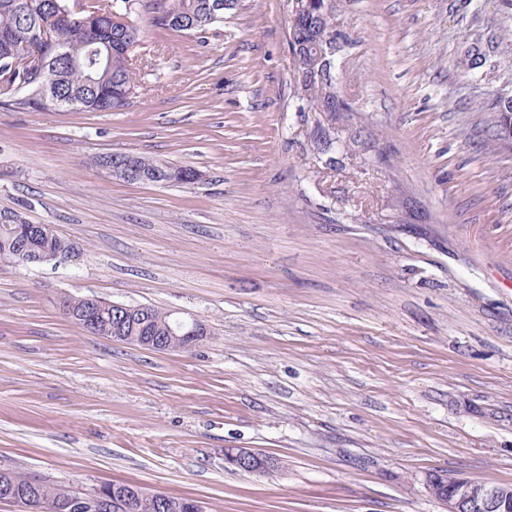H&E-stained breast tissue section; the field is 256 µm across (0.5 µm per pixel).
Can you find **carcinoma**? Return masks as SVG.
I'll list each match as a JSON object with an SVG mask.
<instances>
[{
  "label": "carcinoma",
  "instance_id": "cac0c4a2",
  "mask_svg": "<svg viewBox=\"0 0 512 512\" xmlns=\"http://www.w3.org/2000/svg\"><path fill=\"white\" fill-rule=\"evenodd\" d=\"M216 0H81L80 11L74 12L68 0H0V72L9 79L0 84V106L28 111L49 110L50 98L81 99L83 111H110L117 109L135 91L133 68L128 64L125 48L140 43L143 30L131 15L140 11L149 13V23L157 28L202 33L224 21V12L211 10ZM123 13L126 25L113 24V13ZM304 17L290 27L300 35L298 54L306 59L321 52L333 51L336 61V37L324 30L317 39L304 28ZM51 32V39L43 42L40 58L32 67L14 65V53L21 42L35 36L42 29ZM511 51L503 38H498L494 52L483 48V36L474 34L460 49L455 66L464 75L480 74L493 79L498 71V57ZM315 109L334 108L348 111L347 104L336 95L335 81L329 75L313 85L306 97ZM71 110L67 104L54 107ZM494 113L492 137L503 143L504 126L512 120V107H505L496 98L489 105ZM138 169L146 176L156 173L167 184L194 183L200 172L192 166H177L146 155H134ZM18 217L0 220V262L21 264L17 253L16 225ZM181 318L169 310L145 306V312L134 313L122 336H149L156 331L182 335ZM8 481L23 490L36 486L38 498L44 503V512H58V504L83 505V512H97L83 502L85 488L52 482L38 474L0 470V482ZM111 503L106 512H136L130 507L129 495L139 486L131 483H110Z\"/></svg>",
  "mask_w": 512,
  "mask_h": 512
}]
</instances>
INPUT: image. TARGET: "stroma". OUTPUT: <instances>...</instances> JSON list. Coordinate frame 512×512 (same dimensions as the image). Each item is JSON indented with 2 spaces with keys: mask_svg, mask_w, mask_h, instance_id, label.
<instances>
[{
  "mask_svg": "<svg viewBox=\"0 0 512 512\" xmlns=\"http://www.w3.org/2000/svg\"><path fill=\"white\" fill-rule=\"evenodd\" d=\"M479 2L332 0L345 112L303 107L289 0L145 26L121 109L0 107V211L74 245L0 262V469L206 512H444L432 471L512 486V150L486 136L498 83L454 67L476 28L512 40V14ZM123 152L202 178L94 164ZM63 292L209 336L116 343L60 315ZM228 448L280 467L230 470ZM138 169L146 176L159 173L162 180L157 183L184 184L196 182L201 174L192 166H177L156 158L132 153Z\"/></svg>",
  "mask_w": 512,
  "mask_h": 512,
  "instance_id": "1",
  "label": "stroma"
}]
</instances>
